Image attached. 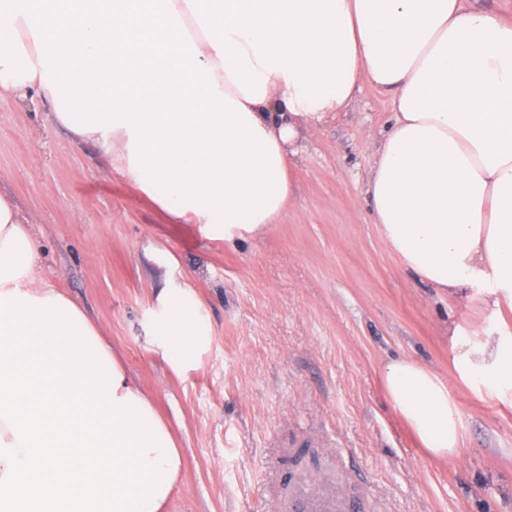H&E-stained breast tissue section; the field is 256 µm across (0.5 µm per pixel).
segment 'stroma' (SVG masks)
I'll list each match as a JSON object with an SVG mask.
<instances>
[{
  "label": "stroma",
  "instance_id": "1",
  "mask_svg": "<svg viewBox=\"0 0 512 512\" xmlns=\"http://www.w3.org/2000/svg\"><path fill=\"white\" fill-rule=\"evenodd\" d=\"M35 96L0 99V192L30 221L42 275L97 324L172 425L186 469L170 512H275L283 478L335 485L352 462L360 512H512V384L466 375L512 352V306L486 280L451 296L416 279L372 224L364 193L392 99L356 104L294 144L277 223L233 242L178 224L118 179L103 142L78 138ZM189 279L214 325L197 370L146 350L145 313L169 276ZM407 358L442 377L461 413L448 461L420 448L381 368Z\"/></svg>",
  "mask_w": 512,
  "mask_h": 512
}]
</instances>
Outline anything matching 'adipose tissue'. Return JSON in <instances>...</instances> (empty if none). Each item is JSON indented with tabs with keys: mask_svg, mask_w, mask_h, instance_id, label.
Instances as JSON below:
<instances>
[{
	"mask_svg": "<svg viewBox=\"0 0 512 512\" xmlns=\"http://www.w3.org/2000/svg\"><path fill=\"white\" fill-rule=\"evenodd\" d=\"M367 80L392 97L365 185L372 221L422 281L490 278L512 303V23L468 0H18L0 13V97L40 96L175 220L233 241L276 223L289 144ZM214 339L196 288L148 309L149 352L179 375ZM437 459L462 446L432 369L383 368ZM183 452L95 323L45 282L0 194V512H164Z\"/></svg>",
	"mask_w": 512,
	"mask_h": 512,
	"instance_id": "obj_1",
	"label": "adipose tissue"
}]
</instances>
